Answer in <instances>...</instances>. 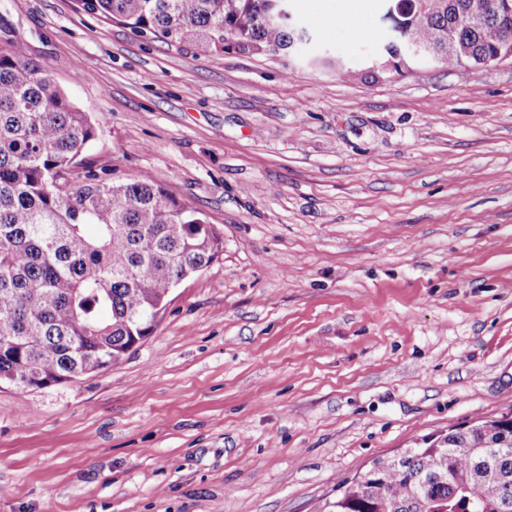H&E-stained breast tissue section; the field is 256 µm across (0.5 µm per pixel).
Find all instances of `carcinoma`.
I'll list each match as a JSON object with an SVG mask.
<instances>
[{"label": "carcinoma", "instance_id": "obj_1", "mask_svg": "<svg viewBox=\"0 0 512 512\" xmlns=\"http://www.w3.org/2000/svg\"><path fill=\"white\" fill-rule=\"evenodd\" d=\"M504 0H390L399 39L473 75L512 50ZM133 32L200 53L286 54L307 42L272 0H82ZM0 382L42 388L111 366L151 335L171 289L211 265L224 238L147 176L85 167L86 114L0 25ZM411 62L396 47L338 66ZM377 477L338 489L320 512H512V410L372 461Z\"/></svg>", "mask_w": 512, "mask_h": 512}]
</instances>
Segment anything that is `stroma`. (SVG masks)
Segmentation results:
<instances>
[{
	"label": "stroma",
	"instance_id": "stroma-1",
	"mask_svg": "<svg viewBox=\"0 0 512 512\" xmlns=\"http://www.w3.org/2000/svg\"><path fill=\"white\" fill-rule=\"evenodd\" d=\"M323 0L312 49L356 62ZM0 17L87 112L84 164L224 238L118 364L0 383V512H318L372 460L512 409V60L352 79L204 56L80 0Z\"/></svg>",
	"mask_w": 512,
	"mask_h": 512
}]
</instances>
